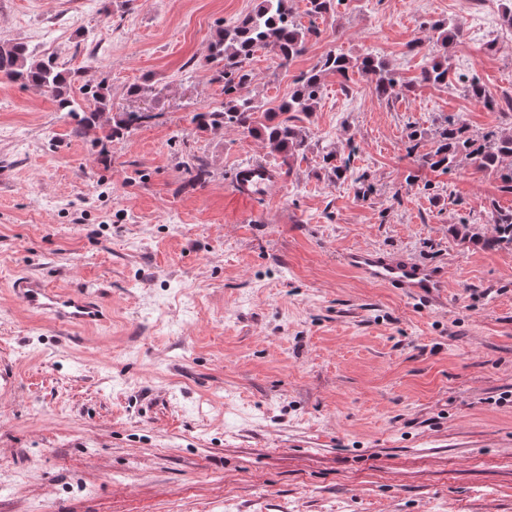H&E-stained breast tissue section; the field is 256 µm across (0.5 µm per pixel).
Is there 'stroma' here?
<instances>
[{
	"instance_id": "35a3bbf8",
	"label": "stroma",
	"mask_w": 512,
	"mask_h": 512,
	"mask_svg": "<svg viewBox=\"0 0 512 512\" xmlns=\"http://www.w3.org/2000/svg\"><path fill=\"white\" fill-rule=\"evenodd\" d=\"M501 3L344 0L314 21L291 0L316 32L287 66L257 53L252 94L278 104L331 51L375 54L413 89L325 74L286 161L191 121L224 101L213 32L256 0H0L1 42L106 87L113 119L153 115L106 140L0 80V512H512V245L481 243L512 193L420 160L447 118L477 140L512 129ZM436 20L463 29L448 86L419 80ZM249 161L282 181L245 203ZM358 247L442 271V296L367 280L342 261ZM20 274L96 293L105 321L52 326L11 294Z\"/></svg>"
}]
</instances>
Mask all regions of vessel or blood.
I'll return each instance as SVG.
<instances>
[{"label":"vessel or blood","instance_id":"1","mask_svg":"<svg viewBox=\"0 0 512 512\" xmlns=\"http://www.w3.org/2000/svg\"><path fill=\"white\" fill-rule=\"evenodd\" d=\"M278 183L279 175L272 166L245 163L237 169L234 194L248 202L271 194ZM345 261L370 280L412 297L432 298L445 286L437 273L405 256L360 248L349 252ZM12 291L27 312L46 317L58 327H92L105 318L97 295L86 290L53 288L39 278L21 276L14 280Z\"/></svg>","mask_w":512,"mask_h":512}]
</instances>
